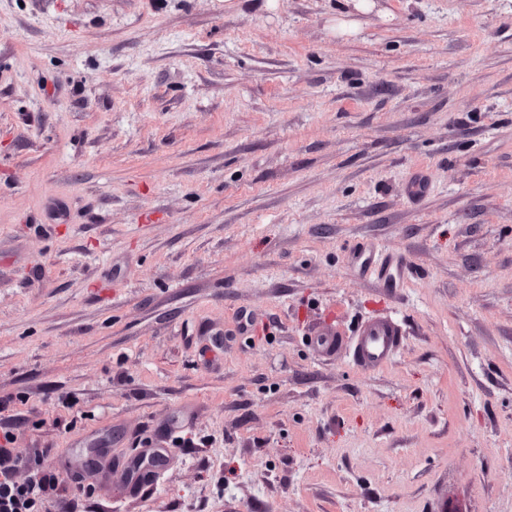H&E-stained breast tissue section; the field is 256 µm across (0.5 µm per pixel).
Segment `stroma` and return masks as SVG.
Returning <instances> with one entry per match:
<instances>
[{
	"instance_id": "35a3bbf8",
	"label": "stroma",
	"mask_w": 512,
	"mask_h": 512,
	"mask_svg": "<svg viewBox=\"0 0 512 512\" xmlns=\"http://www.w3.org/2000/svg\"><path fill=\"white\" fill-rule=\"evenodd\" d=\"M0 421L83 512H512V0H0ZM402 338L391 320L378 319L362 326L353 341V357L361 367L375 369L390 361L399 351Z\"/></svg>"
}]
</instances>
